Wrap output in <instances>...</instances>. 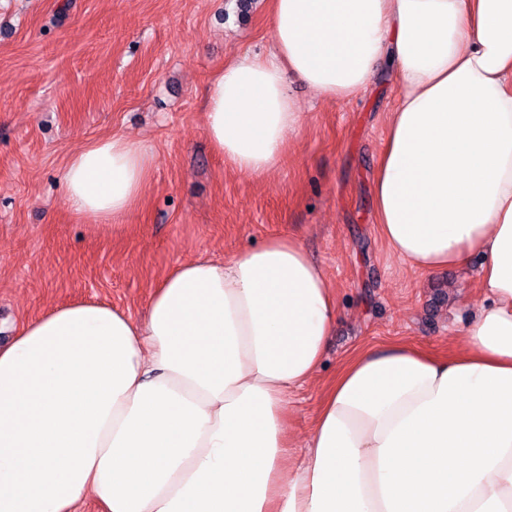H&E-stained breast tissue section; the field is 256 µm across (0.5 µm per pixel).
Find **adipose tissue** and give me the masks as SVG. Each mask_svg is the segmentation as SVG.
<instances>
[{
  "instance_id": "1",
  "label": "adipose tissue",
  "mask_w": 512,
  "mask_h": 512,
  "mask_svg": "<svg viewBox=\"0 0 512 512\" xmlns=\"http://www.w3.org/2000/svg\"><path fill=\"white\" fill-rule=\"evenodd\" d=\"M269 55L208 88L214 151L262 176L304 114L285 74L330 100L393 68L374 174L390 249L413 269L481 257L483 298L453 352L366 348L294 449L291 394L341 307L292 236L174 265L136 320L50 308L0 347V512H512V0H266ZM155 156L112 135L66 163L71 212L120 225Z\"/></svg>"
}]
</instances>
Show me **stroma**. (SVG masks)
I'll use <instances>...</instances> for the list:
<instances>
[{
    "label": "stroma",
    "mask_w": 512,
    "mask_h": 512,
    "mask_svg": "<svg viewBox=\"0 0 512 512\" xmlns=\"http://www.w3.org/2000/svg\"><path fill=\"white\" fill-rule=\"evenodd\" d=\"M271 46L264 0L245 13L237 0H0V345L74 300L140 316L177 263L291 235L324 267L343 308L316 380L293 397L297 444L323 387L359 349L453 348L482 299L480 259L416 271L374 219L393 73L338 102L287 77L305 118L265 177L213 151L209 81L230 59ZM115 133L144 140L156 164L125 222L98 229L71 213L60 174L88 141Z\"/></svg>",
    "instance_id": "1"
}]
</instances>
